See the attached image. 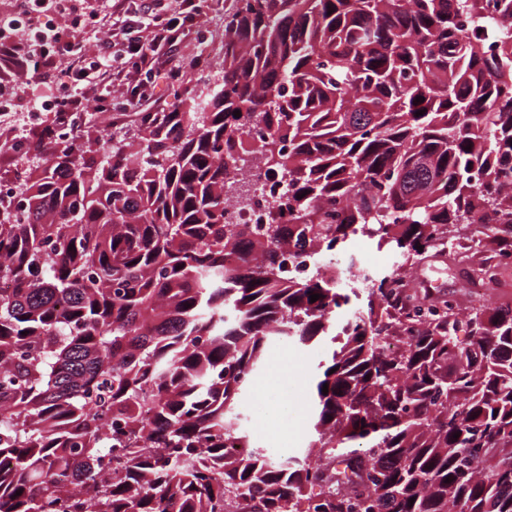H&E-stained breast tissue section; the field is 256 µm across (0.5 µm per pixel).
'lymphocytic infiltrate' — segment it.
<instances>
[{"label": "lymphocytic infiltrate", "instance_id": "f902f5d3", "mask_svg": "<svg viewBox=\"0 0 512 512\" xmlns=\"http://www.w3.org/2000/svg\"><path fill=\"white\" fill-rule=\"evenodd\" d=\"M30 7L34 15L27 40L12 37L15 21L0 20V83L15 86L42 79L57 59H65L55 105L59 115L89 111L91 92L122 91L131 75H159L161 50L187 39L196 22L192 0H180L179 16L151 12L130 20L131 35L124 49L113 50L106 39L92 50L76 35V28L95 31L102 27L104 15L128 14V0H104L99 10L77 7L74 0H30Z\"/></svg>", "mask_w": 512, "mask_h": 512}]
</instances>
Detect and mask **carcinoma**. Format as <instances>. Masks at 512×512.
Listing matches in <instances>:
<instances>
[{"mask_svg": "<svg viewBox=\"0 0 512 512\" xmlns=\"http://www.w3.org/2000/svg\"><path fill=\"white\" fill-rule=\"evenodd\" d=\"M223 49L206 112L26 137L41 163L0 196V512H512V303L389 287L444 256L490 285L512 255V0H236ZM242 154L288 223H224ZM357 233L399 268L356 266ZM315 336L304 453L229 446L267 349Z\"/></svg>", "mask_w": 512, "mask_h": 512, "instance_id": "1", "label": "carcinoma"}]
</instances>
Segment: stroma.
<instances>
[{"label":"stroma","instance_id":"stroma-1","mask_svg":"<svg viewBox=\"0 0 512 512\" xmlns=\"http://www.w3.org/2000/svg\"><path fill=\"white\" fill-rule=\"evenodd\" d=\"M198 9L197 32L185 40L168 66L181 68L185 88L195 96L210 93L223 59L224 15L233 0H193ZM204 56L207 65L197 69L191 60ZM462 272L446 259L432 258L418 266L408 281L409 288L423 291L432 284L433 294H453L464 307L479 306L486 300L512 302V272L504 274L490 294L462 287ZM329 346L318 339L305 346L274 345L253 383L241 400L247 428L256 430V444L282 456L301 454L310 429V408L319 362L327 359Z\"/></svg>","mask_w":512,"mask_h":512}]
</instances>
